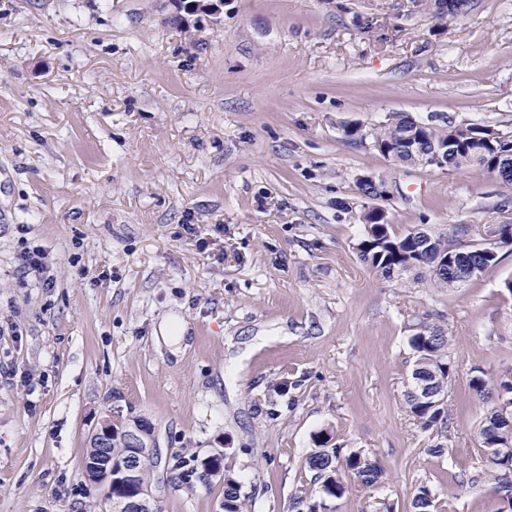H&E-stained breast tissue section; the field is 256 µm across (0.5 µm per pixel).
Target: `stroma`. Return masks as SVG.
<instances>
[{"instance_id": "35a3bbf8", "label": "stroma", "mask_w": 512, "mask_h": 512, "mask_svg": "<svg viewBox=\"0 0 512 512\" xmlns=\"http://www.w3.org/2000/svg\"><path fill=\"white\" fill-rule=\"evenodd\" d=\"M395 112L512 131V0L453 21L434 0H0V512H109L87 438L134 415L160 512H221L223 478L188 491L171 468L216 451L245 512H293L319 496L305 459L324 433L384 471L330 512H411L422 485L439 512H498L493 402L469 380L512 374V245L449 289L383 279L356 245L375 207L399 234L484 242L512 187L392 162L372 134ZM29 249L54 287L20 269ZM421 321L450 337L441 457L404 400ZM505 427H497L492 424L491 421L485 419L484 424L480 429V448L483 453V459L486 467L489 469L491 473L490 476L494 480V490L497 493L503 507L500 512L512 511V501L506 497L501 496V492L503 489V479L502 476L505 474V479L507 481H511L512 474L510 472H506L512 467V446L510 454H506L505 452L502 454H493L490 455L487 451L490 448H500L499 443L504 439L507 435L502 431ZM506 472V473H505ZM505 502H509L510 510H503L508 508Z\"/></svg>"}]
</instances>
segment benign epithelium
I'll return each instance as SVG.
<instances>
[{
  "label": "benign epithelium",
  "instance_id": "7a95c632",
  "mask_svg": "<svg viewBox=\"0 0 512 512\" xmlns=\"http://www.w3.org/2000/svg\"><path fill=\"white\" fill-rule=\"evenodd\" d=\"M456 150L455 141L432 148L423 160L424 165L444 167L445 159ZM122 433L126 436L127 454L124 464L118 472L112 471V436ZM88 447L100 449V456L92 460H83V474L87 481L99 485L104 491L112 492V486L120 485L130 490V494L122 501L124 512H156V497L146 486L134 488L141 467L152 461L153 431L148 419L135 416L120 423L108 419L93 431L88 438Z\"/></svg>",
  "mask_w": 512,
  "mask_h": 512
}]
</instances>
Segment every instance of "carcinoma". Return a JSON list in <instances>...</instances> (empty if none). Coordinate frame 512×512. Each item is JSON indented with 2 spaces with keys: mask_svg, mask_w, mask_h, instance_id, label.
I'll list each match as a JSON object with an SVG mask.
<instances>
[{
  "mask_svg": "<svg viewBox=\"0 0 512 512\" xmlns=\"http://www.w3.org/2000/svg\"><path fill=\"white\" fill-rule=\"evenodd\" d=\"M412 132L418 138L421 150H428L436 141H446L456 137L459 149L448 157L451 168L477 167L490 173L502 174L506 183L512 185V170L501 168L512 157V137L502 140L494 139L486 146V153L477 161L467 149V140L474 135L484 134V126L469 124L463 128L459 125L446 127L428 123L424 127L411 125L408 117L394 113L373 134V142L380 151L399 164L419 165L421 156L405 148V133ZM360 260L380 276L392 279L416 272L427 273L436 288H454L463 282V268H472L481 274L497 264L499 256L483 254L474 248L456 246L448 237L434 231L426 224H421L404 234L393 231L391 224H374L370 217H365L364 236L356 244ZM456 261V268H451V261ZM409 345L415 356L412 370L413 385L405 394V404L421 429L436 435L435 441L427 452L443 456L448 452L449 432L448 413V378L451 370L449 354L450 338L439 326L420 322L412 329ZM424 382L437 393L433 398H419L416 390ZM472 391L482 397L512 396V375H505L489 391L484 374H476L470 380ZM503 428L490 421H485L480 429V448L486 467L494 480V490L501 493L502 476L512 468V453L489 454L488 450L499 447L504 439ZM319 449L309 455L306 463L319 484L320 500L312 501L303 496L294 499L296 512H319L327 508L326 501L340 499L347 490L345 477L349 476L365 487L378 483L382 468L378 461L358 451L348 450L342 445L327 446V441L318 440ZM224 461L220 453L204 458L178 457L172 465L181 484L191 487L200 481L201 473L210 466H220ZM437 497L434 491L422 485L412 499V512H434ZM224 512H242L243 500L238 481L228 472L224 473Z\"/></svg>",
  "mask_w": 512,
  "mask_h": 512,
  "instance_id": "obj_1",
  "label": "carcinoma"
}]
</instances>
